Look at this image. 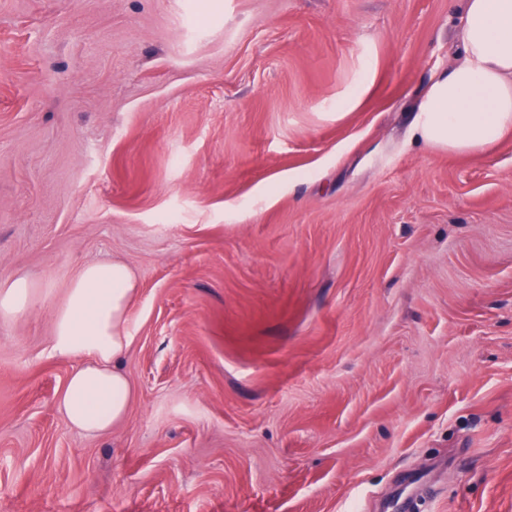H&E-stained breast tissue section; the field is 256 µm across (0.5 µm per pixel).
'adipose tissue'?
<instances>
[{"label": "adipose tissue", "mask_w": 512, "mask_h": 512, "mask_svg": "<svg viewBox=\"0 0 512 512\" xmlns=\"http://www.w3.org/2000/svg\"><path fill=\"white\" fill-rule=\"evenodd\" d=\"M460 54L435 74L414 127L418 141L456 155H478L512 134V0H463ZM138 279L119 261L84 265L54 317L51 348L77 359L58 400L70 424L109 431L128 412L133 389L119 362Z\"/></svg>", "instance_id": "1"}]
</instances>
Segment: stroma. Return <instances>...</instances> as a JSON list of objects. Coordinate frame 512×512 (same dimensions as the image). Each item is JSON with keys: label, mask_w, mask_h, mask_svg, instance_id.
Returning <instances> with one entry per match:
<instances>
[{"label": "stroma", "mask_w": 512, "mask_h": 512, "mask_svg": "<svg viewBox=\"0 0 512 512\" xmlns=\"http://www.w3.org/2000/svg\"><path fill=\"white\" fill-rule=\"evenodd\" d=\"M463 0H0V512H512V137L416 143ZM139 290L127 418L52 355ZM138 279L120 261L86 264L73 276L54 317L52 351L78 359L58 400L70 424L88 435L109 431L128 412L133 389L119 361ZM33 288L25 277L0 282V318L10 319L32 303Z\"/></svg>", "instance_id": "35a3bbf8"}]
</instances>
